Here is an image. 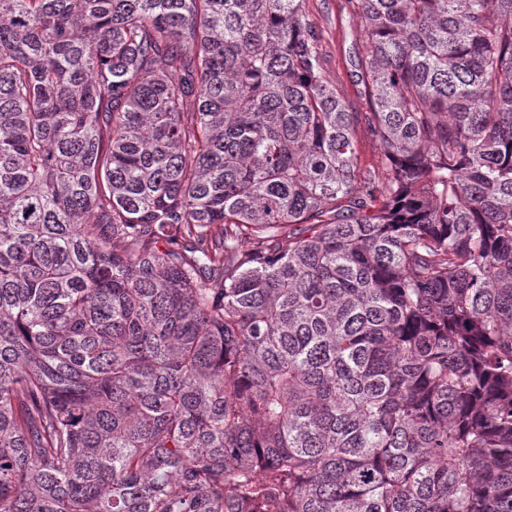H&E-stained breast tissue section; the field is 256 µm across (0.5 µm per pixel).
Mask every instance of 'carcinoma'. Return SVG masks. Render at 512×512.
Masks as SVG:
<instances>
[{
    "instance_id": "obj_1",
    "label": "carcinoma",
    "mask_w": 512,
    "mask_h": 512,
    "mask_svg": "<svg viewBox=\"0 0 512 512\" xmlns=\"http://www.w3.org/2000/svg\"><path fill=\"white\" fill-rule=\"evenodd\" d=\"M306 2L0 0V512H512V0ZM309 20L322 32V54L328 77L351 112H368L367 98L359 77L358 63L368 45L359 18L346 0H308Z\"/></svg>"
}]
</instances>
